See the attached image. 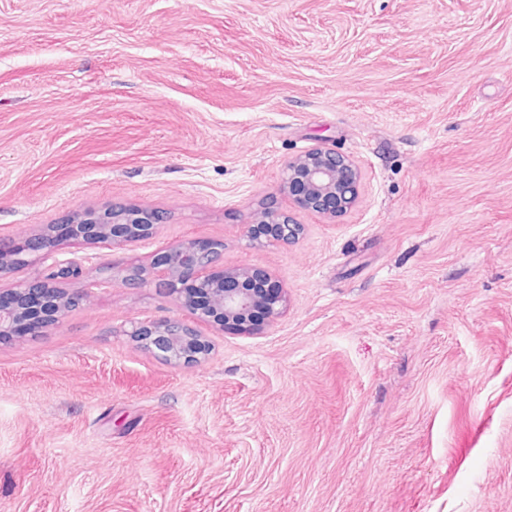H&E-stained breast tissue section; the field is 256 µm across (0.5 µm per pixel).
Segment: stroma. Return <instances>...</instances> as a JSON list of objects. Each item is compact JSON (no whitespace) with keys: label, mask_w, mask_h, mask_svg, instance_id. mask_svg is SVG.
<instances>
[{"label":"stroma","mask_w":512,"mask_h":512,"mask_svg":"<svg viewBox=\"0 0 512 512\" xmlns=\"http://www.w3.org/2000/svg\"><path fill=\"white\" fill-rule=\"evenodd\" d=\"M319 146L358 206L253 244ZM112 203L163 221L0 287L193 238L286 311L189 367L129 336L191 319L149 286L0 343V512H512V0H0V237ZM251 241L258 244H288L304 232L288 210L265 204L257 209L247 224Z\"/></svg>","instance_id":"obj_1"}]
</instances>
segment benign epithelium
I'll list each match as a JSON object with an SVG mask.
<instances>
[{
	"label": "benign epithelium",
	"instance_id": "7a95c632",
	"mask_svg": "<svg viewBox=\"0 0 512 512\" xmlns=\"http://www.w3.org/2000/svg\"><path fill=\"white\" fill-rule=\"evenodd\" d=\"M363 173L351 157L327 147H317L288 161L278 190L295 208L330 220L345 215L359 202ZM162 223L159 212L143 206L112 204L90 209L63 225L67 237L105 240L122 249L149 237ZM251 241L258 244H288L298 239L304 226L289 211L265 204L247 224ZM60 236L49 225L22 241L0 239V279L28 265L34 254L49 256ZM221 251L213 241L177 243L149 266L104 264L103 279L67 289L56 281L78 279L79 270L65 267L36 276L6 291L0 290V341L23 334L35 336L45 321L33 316L31 304L39 301L60 316L93 297V289L114 284L125 288L152 285L177 295L183 307L201 323L220 322L240 334L257 333L277 319L286 306V293L279 281L257 268H229L211 273ZM130 336L158 358L171 364L189 365L208 355V345L191 326L175 318L134 324Z\"/></svg>",
	"mask_w": 512,
	"mask_h": 512
}]
</instances>
